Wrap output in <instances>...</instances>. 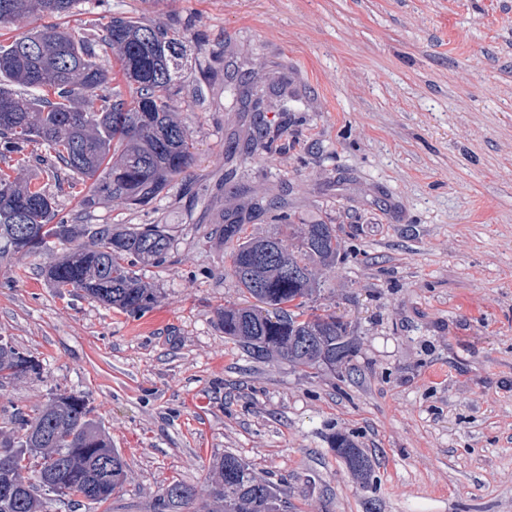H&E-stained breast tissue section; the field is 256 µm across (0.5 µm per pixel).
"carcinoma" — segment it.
I'll list each match as a JSON object with an SVG mask.
<instances>
[{
	"instance_id": "obj_1",
	"label": "carcinoma",
	"mask_w": 512,
	"mask_h": 512,
	"mask_svg": "<svg viewBox=\"0 0 512 512\" xmlns=\"http://www.w3.org/2000/svg\"><path fill=\"white\" fill-rule=\"evenodd\" d=\"M79 0H0V27L20 15L50 19L72 13ZM116 51L118 71L100 62ZM186 42L165 24L114 14L81 34L53 24L0 40V258L42 253L55 242L75 244L46 270L57 288H74L91 299L140 316L158 303V292L141 282L138 262H163L171 249L165 224L126 231L92 228L59 216L40 184L14 172L28 162V148L91 184L78 191L83 209L119 201L131 209L153 204L195 161L194 144L176 116L172 87L182 78ZM121 79L107 93L101 90ZM216 227L223 241L239 237L240 207L228 195ZM342 242L333 224H305L297 241L277 234L236 244L229 271L257 301L217 314L224 336L255 359L273 353L305 368L347 362L354 353L347 326L333 313L311 306L320 271L332 270ZM29 352L0 338V378L38 376ZM332 446L350 471L369 481L367 455L346 435ZM31 462V482L17 468ZM127 462L92 417L88 401L60 393L29 414L17 410L0 431V512H38L43 492L106 504L127 479ZM211 501L204 512H280V495L245 463L226 454L213 465ZM195 497L181 483L156 499L155 512H180Z\"/></svg>"
}]
</instances>
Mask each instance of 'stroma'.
Returning <instances> with one entry per match:
<instances>
[{
	"label": "stroma",
	"mask_w": 512,
	"mask_h": 512,
	"mask_svg": "<svg viewBox=\"0 0 512 512\" xmlns=\"http://www.w3.org/2000/svg\"><path fill=\"white\" fill-rule=\"evenodd\" d=\"M112 11L185 37L175 101L196 157L142 210L86 212L41 158L25 171L77 223L173 236L164 263L136 267L161 294L136 318L54 288V254L0 259V337L42 364L0 379V427L80 393L129 465L109 505L49 494L44 512H153L174 482L198 512L227 453L287 512H512V0H80L64 24ZM254 80L297 106L265 113L281 136L246 154ZM233 186L293 224L339 226L346 257L316 304L350 323L348 363L257 360L218 328L244 302L214 233ZM336 433L369 457L374 488ZM332 446L336 448L338 455L344 459L350 471L363 480L364 483H368L372 473V465L362 449L358 448L349 436L343 434L334 436Z\"/></svg>",
	"instance_id": "1"
}]
</instances>
